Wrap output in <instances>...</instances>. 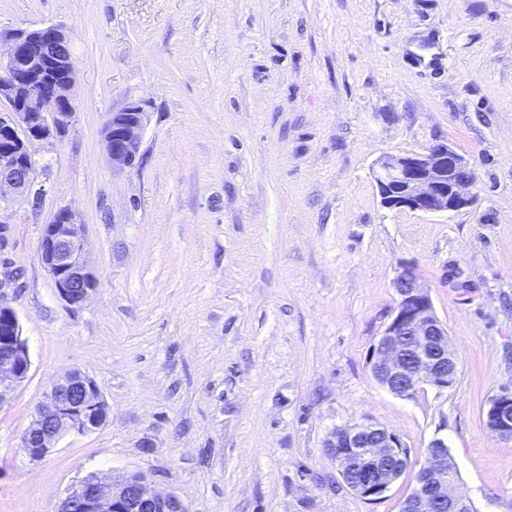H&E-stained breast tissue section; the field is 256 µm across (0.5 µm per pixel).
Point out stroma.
Here are the masks:
<instances>
[{"label": "stroma", "instance_id": "35a3bbf8", "mask_svg": "<svg viewBox=\"0 0 512 512\" xmlns=\"http://www.w3.org/2000/svg\"><path fill=\"white\" fill-rule=\"evenodd\" d=\"M43 24L70 36L76 115L32 147L38 196L0 207V299L31 361L0 405V512L134 472L189 512H400L437 436L477 512H512V443L483 416L512 385V0H0V32ZM131 103L142 157L116 171L104 126ZM436 141L474 204L384 208L377 160ZM63 207L98 281L77 308L40 260ZM404 265L459 358L452 388L410 399L369 364ZM74 369L107 419L29 462L22 435ZM363 423L410 452L374 502L326 448Z\"/></svg>", "mask_w": 512, "mask_h": 512}]
</instances>
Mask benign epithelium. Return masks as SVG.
I'll list each match as a JSON object with an SVG mask.
<instances>
[{"label":"benign epithelium","mask_w":512,"mask_h":512,"mask_svg":"<svg viewBox=\"0 0 512 512\" xmlns=\"http://www.w3.org/2000/svg\"><path fill=\"white\" fill-rule=\"evenodd\" d=\"M0 101L8 113L0 116V203L8 193L32 191L36 161L32 144L49 141L72 122L70 90L74 81L70 39L59 25L15 30L0 38ZM149 121L142 106L131 103L112 113L105 124V142L112 168L122 170L140 156L142 135ZM381 204L424 214H448L474 202L470 189L475 173L468 160L446 142L423 153L387 155L374 172ZM40 257L60 298L71 306L85 302L95 290V276L84 257L81 216L64 207L45 225ZM398 301L393 317L370 351L372 376L387 392L412 398L428 385L444 391L455 385L458 359L448 339V327L435 314L431 297L415 270L406 266L395 278ZM31 363L16 311L0 301V404L28 377ZM107 418L96 380L71 370L52 385L48 401L22 437L23 453L42 460L70 434H84ZM485 426L494 438L512 443V386L487 403ZM339 472H361L353 489L377 501L401 477L393 461L403 447L400 438L377 424L336 428L328 441ZM416 476V486L402 503L405 512H435L448 504L467 510L470 499L448 480V439L436 437ZM59 512H188L172 493L152 491L141 473L104 479L90 474L67 490Z\"/></svg>","instance_id":"1"}]
</instances>
